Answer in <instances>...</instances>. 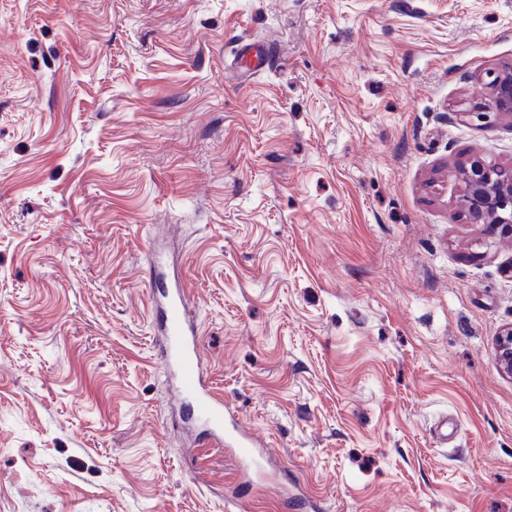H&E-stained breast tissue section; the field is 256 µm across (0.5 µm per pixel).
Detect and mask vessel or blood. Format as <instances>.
Listing matches in <instances>:
<instances>
[{"label": "vessel or blood", "mask_w": 512, "mask_h": 512, "mask_svg": "<svg viewBox=\"0 0 512 512\" xmlns=\"http://www.w3.org/2000/svg\"><path fill=\"white\" fill-rule=\"evenodd\" d=\"M150 275L153 281L163 284L151 296L158 315V352L164 364L173 370L175 393L183 407L188 430L195 441L231 448L240 464L268 466L264 441L241 423L233 408L209 384L197 329L185 312L183 289L166 287L168 275L159 262H151Z\"/></svg>", "instance_id": "b4317fda"}]
</instances>
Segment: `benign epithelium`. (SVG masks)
Here are the masks:
<instances>
[{"instance_id": "7a95c632", "label": "benign epithelium", "mask_w": 512, "mask_h": 512, "mask_svg": "<svg viewBox=\"0 0 512 512\" xmlns=\"http://www.w3.org/2000/svg\"><path fill=\"white\" fill-rule=\"evenodd\" d=\"M491 108L512 117V66L488 74ZM465 190L460 199L474 224L487 225L491 234L512 239V167L492 168L480 160L457 171ZM501 370L512 376V326L495 341Z\"/></svg>"}]
</instances>
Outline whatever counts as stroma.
<instances>
[{
	"label": "stroma",
	"mask_w": 512,
	"mask_h": 512,
	"mask_svg": "<svg viewBox=\"0 0 512 512\" xmlns=\"http://www.w3.org/2000/svg\"><path fill=\"white\" fill-rule=\"evenodd\" d=\"M510 63L512 0H0V512H289L188 439L154 247L321 512H512V240L457 176L512 166ZM491 108L512 117V64L497 73L488 74ZM497 359L501 370L512 376V326L504 328L495 341Z\"/></svg>",
	"instance_id": "stroma-1"
}]
</instances>
